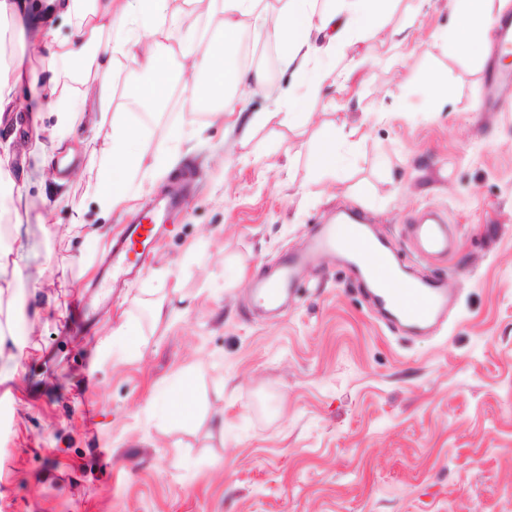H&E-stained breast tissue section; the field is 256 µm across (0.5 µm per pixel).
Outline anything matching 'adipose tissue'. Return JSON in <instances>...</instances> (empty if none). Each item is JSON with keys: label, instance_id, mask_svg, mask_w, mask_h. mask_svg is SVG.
Listing matches in <instances>:
<instances>
[{"label": "adipose tissue", "instance_id": "ef3b65f1", "mask_svg": "<svg viewBox=\"0 0 512 512\" xmlns=\"http://www.w3.org/2000/svg\"><path fill=\"white\" fill-rule=\"evenodd\" d=\"M0 0V42L15 24L41 13L43 50L61 68L78 78L98 82L96 98L62 84L57 73L45 78L25 74L21 54L0 59V124L17 121L19 92L37 88L46 107H58L52 131L53 150L43 151L44 165L59 167L72 162L75 150L69 136L75 123L94 115L110 123L112 135L99 149V178L91 187L106 209L137 196L145 180L166 173L180 159V145L189 132L178 129L155 141L131 124L128 113L112 108V86L124 79L131 88L130 102L145 107L165 96L156 75L170 59H177L184 111H205L217 116L241 112L243 100L263 94L276 108L293 107L309 114L310 100L321 97L337 81L334 59L367 30L378 24L387 0H282L269 14L265 0ZM505 0H455L454 26L443 40L449 53L482 56L496 15ZM219 14L221 27L205 37L202 15ZM265 26L279 48V63L294 81L283 87L266 74L240 64L231 48L237 47L244 21ZM21 249L0 241V386L14 381L18 359L28 345L16 330V307L22 278ZM154 415L181 425L195 417L193 380L181 374L164 386Z\"/></svg>", "mask_w": 512, "mask_h": 512}]
</instances>
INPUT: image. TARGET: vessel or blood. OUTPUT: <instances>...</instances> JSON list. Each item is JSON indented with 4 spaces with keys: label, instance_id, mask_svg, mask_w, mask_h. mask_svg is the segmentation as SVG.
Here are the masks:
<instances>
[{
    "label": "vessel or blood",
    "instance_id": "vessel-or-blood-1",
    "mask_svg": "<svg viewBox=\"0 0 512 512\" xmlns=\"http://www.w3.org/2000/svg\"><path fill=\"white\" fill-rule=\"evenodd\" d=\"M178 205L177 198H169L158 209L136 216L127 224L112 245L108 274L121 278L141 270L149 247L162 234L165 214ZM411 234L434 253L442 254L447 250L443 225L415 224ZM336 249L348 258L353 279L368 286L376 307L389 320L422 327L431 322L448 301V289L443 279L422 280L404 274L393 264L392 252L385 239L366 235L360 220L344 224L341 232L323 234L316 241L312 255Z\"/></svg>",
    "mask_w": 512,
    "mask_h": 512
}]
</instances>
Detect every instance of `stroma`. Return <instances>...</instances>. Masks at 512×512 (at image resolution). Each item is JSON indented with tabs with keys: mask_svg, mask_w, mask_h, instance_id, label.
Wrapping results in <instances>:
<instances>
[{
	"mask_svg": "<svg viewBox=\"0 0 512 512\" xmlns=\"http://www.w3.org/2000/svg\"><path fill=\"white\" fill-rule=\"evenodd\" d=\"M452 24L450 0H389L337 58L343 78L312 120L273 116L246 137L231 118L196 114L205 131L177 166L112 211L86 194L111 128L76 124L83 144L54 205L34 145L56 115L22 89L26 134L5 123L0 142L23 166L22 286L46 312L17 322L37 349L0 432V512H512V82L484 107L498 60L449 54ZM39 29L26 19L0 54L26 51L42 76ZM433 75L448 87L442 111ZM333 132L348 141L331 173L315 151ZM177 188L182 206L143 273L105 293L107 242L70 225L116 236ZM346 211L408 272L445 279L451 304L432 332L389 329L335 259L308 268L281 310L255 303L256 283ZM426 211L448 225L449 256L413 243ZM148 288L179 322L151 319ZM125 316L139 335L125 357L104 354ZM185 371L196 417L171 426L151 409Z\"/></svg>",
	"mask_w": 512,
	"mask_h": 512,
	"instance_id": "obj_1",
	"label": "stroma"
}]
</instances>
